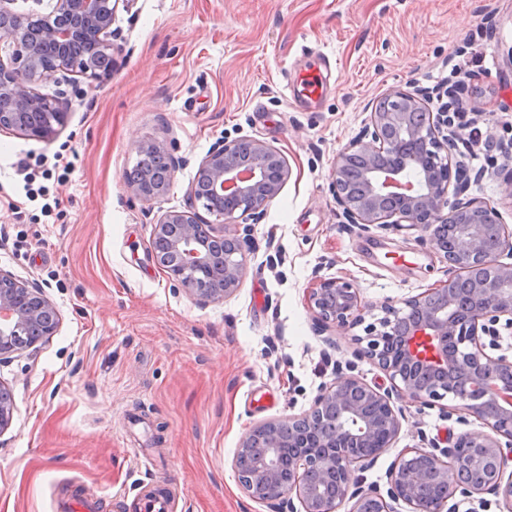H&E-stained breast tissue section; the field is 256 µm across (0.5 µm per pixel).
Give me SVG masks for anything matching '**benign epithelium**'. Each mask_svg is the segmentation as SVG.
I'll return each instance as SVG.
<instances>
[{
  "label": "benign epithelium",
  "mask_w": 512,
  "mask_h": 512,
  "mask_svg": "<svg viewBox=\"0 0 512 512\" xmlns=\"http://www.w3.org/2000/svg\"><path fill=\"white\" fill-rule=\"evenodd\" d=\"M17 0H0V129L22 128L49 138L66 117L65 101L36 86L72 76L96 80L98 59H112V30L119 0H48L45 12L21 13ZM385 107L336 155L332 187L341 216L367 231L408 223L448 264V279L427 292L389 303L380 327H366L358 356L372 360L402 391L372 387L336 367V376L308 410L254 427L234 461L249 476L240 481L252 500L275 512H456L459 494L487 507L484 495L502 498L512 512V358L501 349L500 329L512 330V228L491 204L466 195L472 173L452 162L465 141L454 119L465 110L458 86L448 89L445 112L428 109V92H387ZM138 155L157 158L155 179H125L133 196L151 203L167 194L183 160L166 145L143 142ZM289 175L276 148L255 139L220 140L198 165L188 209L167 210L153 222L151 254L200 304L233 295L246 275L251 227L232 236L214 222L234 221L236 211L262 216ZM215 217L210 221L197 208ZM316 321L349 329L365 308L350 282L321 277L307 294ZM59 317L38 288L0 271V361L55 334ZM421 406L445 398L452 419L465 411L489 429L403 449L387 472L386 490L365 484L363 472L392 447L404 420L400 396ZM15 402L0 384V432L11 423Z\"/></svg>",
  "instance_id": "1"
}]
</instances>
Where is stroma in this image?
<instances>
[{"mask_svg":"<svg viewBox=\"0 0 512 512\" xmlns=\"http://www.w3.org/2000/svg\"><path fill=\"white\" fill-rule=\"evenodd\" d=\"M115 58L79 80L64 124L40 141L0 130V270L41 289L59 327L0 363L14 396L0 432V512H54L65 488L100 512H140L165 489L173 512H270L244 493L235 456L252 428L309 409L337 365L355 361L371 385L391 382L357 358L353 330L320 331L306 295L315 276L342 277L378 322L386 303L436 287L447 265L416 230L344 224L332 190L337 153L391 89L461 84L468 196L512 226V195L492 161L512 146V0H130L112 24ZM321 98L294 104L286 85L315 68ZM278 149L290 176L252 225L246 276L206 306L174 285L150 252L152 222L181 210L201 159L221 139ZM171 145L186 163L146 204L124 176L141 142ZM65 165L38 176L27 199L14 165ZM392 448L366 471L385 484L403 448L426 436L473 433L438 408L405 403ZM153 451L152 464L133 456Z\"/></svg>","mask_w":512,"mask_h":512,"instance_id":"1","label":"stroma"}]
</instances>
